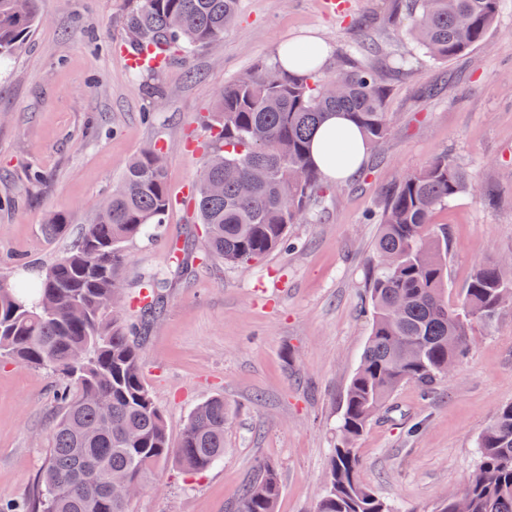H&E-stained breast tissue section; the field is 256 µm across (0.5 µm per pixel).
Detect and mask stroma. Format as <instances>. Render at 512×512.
<instances>
[{
	"instance_id": "stroma-1",
	"label": "stroma",
	"mask_w": 512,
	"mask_h": 512,
	"mask_svg": "<svg viewBox=\"0 0 512 512\" xmlns=\"http://www.w3.org/2000/svg\"><path fill=\"white\" fill-rule=\"evenodd\" d=\"M241 0L223 39L134 78L123 49L128 0H37L28 49L0 60V278L41 275L79 237L128 161L164 151L169 209L162 232L127 246L126 297L172 264L168 242L202 235L190 192L207 160V119L224 87L275 63L279 42L322 37L332 53L375 45L393 67L391 132L351 180L292 225L287 246L239 266L195 264L165 289L141 344L144 380L171 440L213 395L230 408L224 459L198 474L158 466L130 512H234L260 463H274L277 512H314L325 487L346 389L370 333L364 289L382 191L449 152L475 188L437 210L448 227V299L473 271L512 258V0L485 46L448 63L419 55L388 23L393 0ZM54 213L64 234L45 235ZM58 377L0 360V495L36 484ZM512 404V310L475 325L467 355L432 395L407 383L357 443L360 479L397 512H439L477 464V440Z\"/></svg>"
}]
</instances>
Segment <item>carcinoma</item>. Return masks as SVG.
<instances>
[{
	"label": "carcinoma",
	"mask_w": 512,
	"mask_h": 512,
	"mask_svg": "<svg viewBox=\"0 0 512 512\" xmlns=\"http://www.w3.org/2000/svg\"><path fill=\"white\" fill-rule=\"evenodd\" d=\"M501 0H404L405 33L426 57L446 63L484 44ZM124 25L132 46L187 55L224 37L240 0H132ZM38 22L36 0H0V58L21 52ZM286 72L276 63L224 87L210 126L212 154L196 179L195 208L204 226V258L229 265L257 261L282 245L288 225L335 192L309 156L311 135L341 111L367 145L389 134L386 71L357 52L329 72L316 54L291 47ZM472 188L468 173L444 152L382 195L375 263L365 301L370 336L346 394L327 481L315 512H396L359 480L355 442L395 389L425 391L467 353L471 329L512 305V262L479 266L455 305L448 304V228L436 210ZM171 205L162 151L146 147L126 165L104 208H94L76 243L29 296L0 280V358L60 375L56 415L43 436L39 478L23 497L0 498V512H129L154 469L169 460L203 471L224 457L229 409L217 395L191 413L177 442L167 433L141 370L140 342L164 309L162 274L149 276L125 316L120 285L125 245L159 232ZM67 218L49 216L46 235ZM478 462L457 498L440 512H512V405L503 407L478 443ZM280 479L259 466L236 500V512H275Z\"/></svg>",
	"instance_id": "1"
}]
</instances>
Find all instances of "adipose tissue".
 Here are the masks:
<instances>
[{"label":"adipose tissue","mask_w":512,"mask_h":512,"mask_svg":"<svg viewBox=\"0 0 512 512\" xmlns=\"http://www.w3.org/2000/svg\"><path fill=\"white\" fill-rule=\"evenodd\" d=\"M344 143L347 157L337 164H329L328 156L337 143ZM368 153L361 130L344 114H330L316 131L311 145V158L324 176L343 182L354 176L364 165Z\"/></svg>","instance_id":"adipose-tissue-1"}]
</instances>
